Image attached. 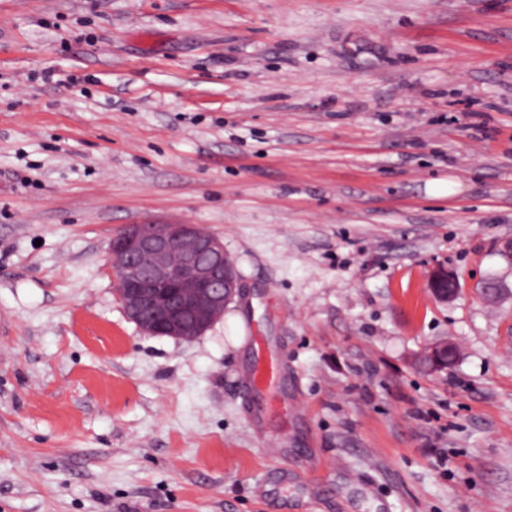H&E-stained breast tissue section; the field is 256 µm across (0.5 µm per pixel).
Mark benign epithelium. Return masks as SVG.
I'll return each mask as SVG.
<instances>
[{
    "label": "benign epithelium",
    "mask_w": 512,
    "mask_h": 512,
    "mask_svg": "<svg viewBox=\"0 0 512 512\" xmlns=\"http://www.w3.org/2000/svg\"><path fill=\"white\" fill-rule=\"evenodd\" d=\"M108 264L125 314L152 336L196 340L241 290L223 242L186 221L118 231Z\"/></svg>",
    "instance_id": "benign-epithelium-1"
}]
</instances>
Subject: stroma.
Wrapping results in <instances>:
<instances>
[{
	"instance_id": "1",
	"label": "stroma",
	"mask_w": 512,
	"mask_h": 512,
	"mask_svg": "<svg viewBox=\"0 0 512 512\" xmlns=\"http://www.w3.org/2000/svg\"><path fill=\"white\" fill-rule=\"evenodd\" d=\"M180 221L243 287L190 343L108 266ZM287 502L512 512V0H0V512ZM282 373V361L277 359L268 364H255L243 376V386L254 396L263 394L268 385L276 382Z\"/></svg>"
}]
</instances>
